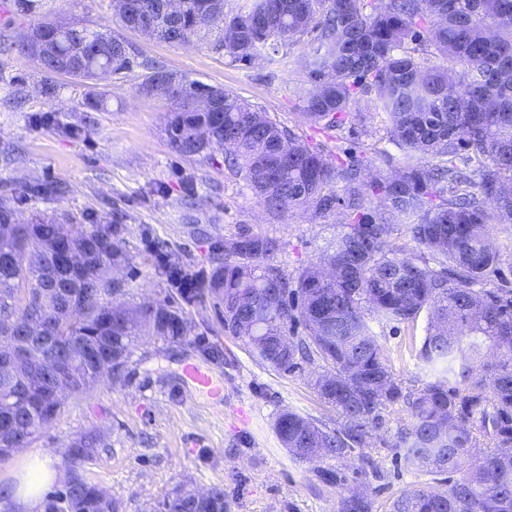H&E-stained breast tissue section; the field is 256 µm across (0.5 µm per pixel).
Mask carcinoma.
<instances>
[{"label": "carcinoma", "mask_w": 512, "mask_h": 512, "mask_svg": "<svg viewBox=\"0 0 512 512\" xmlns=\"http://www.w3.org/2000/svg\"><path fill=\"white\" fill-rule=\"evenodd\" d=\"M142 3L158 40L173 44L188 27L197 35L214 26L221 31L215 49L233 63L279 56L311 86L299 97L301 119L325 132L343 129L353 106L369 98L400 155L381 151L387 169L372 172L359 159L331 158L230 90L217 111L174 98L167 133L175 152L192 154L187 134L205 126L207 150H229L251 188L265 185L256 196L270 213L310 203L342 220L323 261L336 265L332 278L316 264L288 277L269 263L278 241L263 235L216 242L224 261L205 277L154 245L158 269L181 299L160 301V313L129 304L125 288L103 287L112 267L128 264L123 225L41 215L17 224L14 195L1 194L0 346L6 336L29 343L23 322L34 302L54 328L61 366L43 372L34 347L11 376L0 374V461L60 414L58 394L120 380L118 360L128 362L143 333L222 359L218 346L189 339L183 308L210 296L224 307V331L240 337V322L254 325L244 341L261 364L291 372L301 360L321 363L314 388L341 424L331 431L280 413L275 431L292 457L319 447L324 459L342 458L366 443L383 410L403 404L411 415L398 432L405 463L465 472L443 492L400 494L390 512H512V287H486L500 262L494 228L512 224V0H238L218 23L209 20V0H186L180 19L170 18L164 0ZM34 28L46 35L44 54L23 43L18 49L48 73L68 75L75 63L73 76L91 79L99 69L121 75L134 64L118 36L103 41L97 29L62 21ZM306 37L308 52L285 51ZM156 78L189 93L217 91L162 68L147 81ZM402 230L418 251L396 245ZM61 247L84 257L73 285L55 263ZM424 311L418 359L437 377L413 392L394 377L368 320L412 323ZM295 322L304 335H288ZM103 447L97 432L69 446V484L47 495L42 512H122L119 500L78 471ZM226 509L224 486L213 485L203 502L175 488L161 512ZM338 512H374V500L350 490Z\"/></svg>", "instance_id": "carcinoma-1"}]
</instances>
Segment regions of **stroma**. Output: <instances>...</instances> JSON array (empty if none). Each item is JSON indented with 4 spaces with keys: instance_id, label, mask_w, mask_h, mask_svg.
<instances>
[{
    "instance_id": "1",
    "label": "stroma",
    "mask_w": 512,
    "mask_h": 512,
    "mask_svg": "<svg viewBox=\"0 0 512 512\" xmlns=\"http://www.w3.org/2000/svg\"><path fill=\"white\" fill-rule=\"evenodd\" d=\"M62 20L118 35L137 64L119 76L93 80L48 74L18 44L37 21ZM217 31L187 45L150 39L122 26L109 0H0V187H51L47 196L25 195L14 203L19 221L41 211L60 219L107 218L125 227L130 263L124 276L130 303L159 301L170 288L146 247L155 240L194 270L210 273L215 242L244 233L278 239L272 262L294 276L318 261L336 233L338 213L314 208L268 213L223 152L210 158L183 156L171 148L165 128L171 101L148 95L143 85L154 64L209 86L234 91L282 126L320 144L331 155H353L383 168L376 152L386 135L372 102L361 101L336 136L301 122V87L287 68L269 59L243 66L215 49ZM100 99L90 109V98ZM195 336L219 345L223 358L203 356L195 345L170 346L146 338L132 350L123 381L104 382L68 399L60 415L28 447L0 462V486L15 485L42 450L62 455L72 441L100 432L106 446L83 465L86 477L123 504L124 512H156L173 488L223 484L229 512H336L342 494L360 488L377 512L406 491L440 492V476L405 465L394 447L410 414L388 408L381 426L361 448L340 460L302 461L282 447L274 421L293 411L337 427L335 409L312 387L316 365L278 373L252 356L240 338L224 331L214 301L190 307ZM427 318L411 324L373 326L395 377L422 388L433 373L418 351ZM209 372L213 391L197 389L188 365ZM340 483H322V470Z\"/></svg>"
}]
</instances>
